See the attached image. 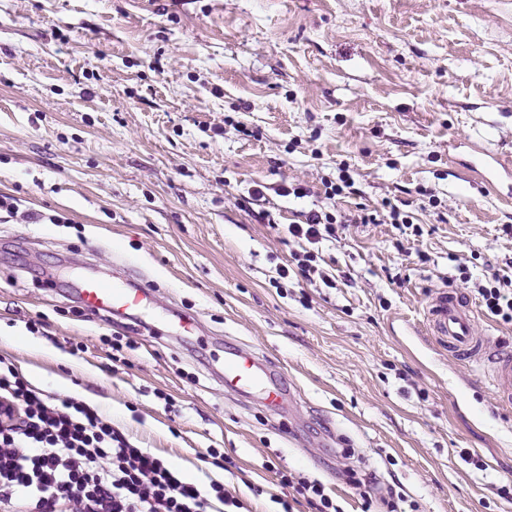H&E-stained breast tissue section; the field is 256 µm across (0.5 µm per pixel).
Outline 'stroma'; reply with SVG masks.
<instances>
[{
  "label": "stroma",
  "mask_w": 512,
  "mask_h": 512,
  "mask_svg": "<svg viewBox=\"0 0 512 512\" xmlns=\"http://www.w3.org/2000/svg\"><path fill=\"white\" fill-rule=\"evenodd\" d=\"M487 149L512 160V0H0V195L19 204L0 213V359L242 512H278L283 472L343 512H512V407L425 323L450 287L512 349L473 287L512 276V197L472 170ZM343 163L354 194L283 195ZM385 199L422 235L353 224L311 278L277 279L288 225ZM120 268L150 309H86L80 279ZM233 349L279 367L286 409L225 392Z\"/></svg>",
  "instance_id": "obj_1"
}]
</instances>
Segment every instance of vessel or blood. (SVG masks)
<instances>
[{"label":"vessel or blood","mask_w":512,"mask_h":512,"mask_svg":"<svg viewBox=\"0 0 512 512\" xmlns=\"http://www.w3.org/2000/svg\"><path fill=\"white\" fill-rule=\"evenodd\" d=\"M83 304L92 310L109 309L134 314L151 299L153 290L146 281L128 284L89 279L79 288ZM427 321L437 342L449 356L470 362L489 363L499 388V400L512 405V352L491 354L486 337L478 335L468 303L456 291L443 289L431 299ZM225 390L251 395L267 408L278 411L288 402V391L280 379L252 353L236 350L224 358Z\"/></svg>","instance_id":"b4317fda"}]
</instances>
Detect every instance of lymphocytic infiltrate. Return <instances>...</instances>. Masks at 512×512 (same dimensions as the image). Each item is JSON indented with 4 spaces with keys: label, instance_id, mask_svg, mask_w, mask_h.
I'll list each match as a JSON object with an SVG mask.
<instances>
[{
    "label": "lymphocytic infiltrate",
    "instance_id": "lymphocytic-infiltrate-1",
    "mask_svg": "<svg viewBox=\"0 0 512 512\" xmlns=\"http://www.w3.org/2000/svg\"><path fill=\"white\" fill-rule=\"evenodd\" d=\"M398 206L332 215L310 211L288 233L303 249L297 273L309 277L322 242L344 224H408ZM487 314L512 322V278L493 272L475 285ZM240 507L223 484L186 480L135 444L98 410L31 388L0 371V512H208Z\"/></svg>",
    "mask_w": 512,
    "mask_h": 512
}]
</instances>
